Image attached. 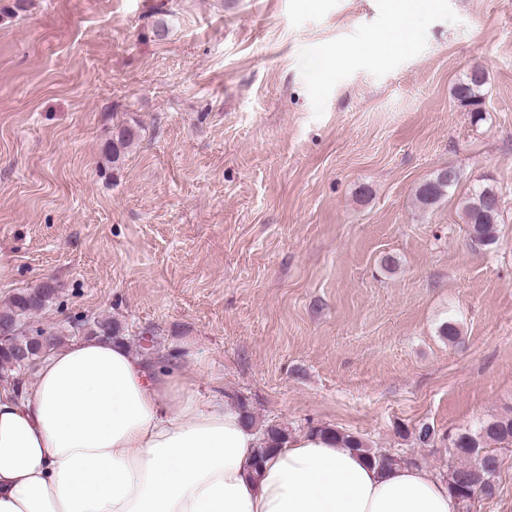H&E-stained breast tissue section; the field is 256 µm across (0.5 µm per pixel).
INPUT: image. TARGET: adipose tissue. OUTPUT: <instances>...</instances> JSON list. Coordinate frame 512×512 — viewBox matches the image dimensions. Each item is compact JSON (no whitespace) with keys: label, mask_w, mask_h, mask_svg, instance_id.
Instances as JSON below:
<instances>
[{"label":"adipose tissue","mask_w":512,"mask_h":512,"mask_svg":"<svg viewBox=\"0 0 512 512\" xmlns=\"http://www.w3.org/2000/svg\"><path fill=\"white\" fill-rule=\"evenodd\" d=\"M388 51L324 50L310 79ZM194 377L92 336L53 346L34 381H1L0 512H458L446 481L321 433L255 464L260 433L221 395L199 399Z\"/></svg>","instance_id":"1"}]
</instances>
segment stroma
<instances>
[{"mask_svg":"<svg viewBox=\"0 0 512 512\" xmlns=\"http://www.w3.org/2000/svg\"><path fill=\"white\" fill-rule=\"evenodd\" d=\"M14 3L0 311L51 283L30 329L116 320L146 364L196 356L198 396L246 401L258 429L331 427L443 479L449 436L512 418V0H437L414 27L388 0ZM404 32L311 82L324 49ZM476 63L479 122L451 96ZM121 122L139 137L115 168ZM448 166L457 185L421 208ZM487 179L497 241L476 251L462 207ZM494 451L469 512H512V444ZM448 168L440 169L431 179L421 184L416 191V199L423 208H431L440 200L447 196L448 190L455 186L459 178L452 181L455 177L454 173L448 172V181L442 179L441 175Z\"/></svg>","mask_w":512,"mask_h":512,"instance_id":"1","label":"stroma"}]
</instances>
